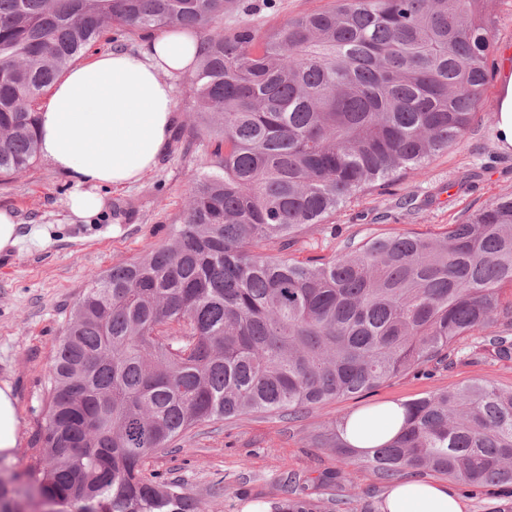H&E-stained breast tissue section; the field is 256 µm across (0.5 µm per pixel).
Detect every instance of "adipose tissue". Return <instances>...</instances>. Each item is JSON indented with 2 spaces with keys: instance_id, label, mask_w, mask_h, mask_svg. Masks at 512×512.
I'll list each match as a JSON object with an SVG mask.
<instances>
[{
  "instance_id": "obj_1",
  "label": "adipose tissue",
  "mask_w": 512,
  "mask_h": 512,
  "mask_svg": "<svg viewBox=\"0 0 512 512\" xmlns=\"http://www.w3.org/2000/svg\"><path fill=\"white\" fill-rule=\"evenodd\" d=\"M202 42L197 31L173 26L138 52L93 56L50 86L39 114L40 154L71 181L73 219L92 223L103 209L99 188L134 185L155 166L174 120L172 79L195 72ZM497 81L492 138L511 155V62ZM383 512H468V505L451 485L406 479L388 489Z\"/></svg>"
}]
</instances>
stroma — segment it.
Instances as JSON below:
<instances>
[{"mask_svg":"<svg viewBox=\"0 0 512 512\" xmlns=\"http://www.w3.org/2000/svg\"><path fill=\"white\" fill-rule=\"evenodd\" d=\"M329 0H239L236 11L218 20L230 30L245 22L269 30L297 15L326 7ZM484 19L494 34L488 56L485 97L495 103V74L512 50V0H484ZM174 137L157 165L127 188H101L103 209L93 223L72 222L71 185L45 159L25 172L0 176V209L13 213L22 232L46 229V242L23 241L0 254V382H9L17 400L20 441L0 453V464L28 481L41 468L40 434L47 420V388L59 339L75 304L93 275L136 259L168 242L182 223L194 177L214 169L215 143L193 133L191 77L173 81ZM495 115L476 112L464 138L434 156L423 171L382 183L340 208L325 223L291 240L288 253L304 261L329 259L373 237L436 233L459 224L502 197H512V156L492 139ZM475 380L512 386V361L455 360L390 380L375 391L337 399L294 419L280 413H252L207 422L192 429L146 462L148 471L177 483L206 512H269L282 495L286 476L299 493L324 499L325 479L344 470L345 506L331 512H379L387 485L362 464L342 466L335 451L314 444L320 432L371 407L410 401Z\"/></svg>","mask_w":512,"mask_h":512,"instance_id":"stroma-1","label":"stroma"}]
</instances>
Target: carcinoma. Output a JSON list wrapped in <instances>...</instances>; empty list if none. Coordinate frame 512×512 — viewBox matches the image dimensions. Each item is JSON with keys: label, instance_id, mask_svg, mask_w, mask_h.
<instances>
[{"label": "carcinoma", "instance_id": "cac0c4a2", "mask_svg": "<svg viewBox=\"0 0 512 512\" xmlns=\"http://www.w3.org/2000/svg\"><path fill=\"white\" fill-rule=\"evenodd\" d=\"M484 0H335L272 31L216 21L236 0H0V173L39 154L35 102L110 26L206 32L193 126L220 172L193 180L168 243L95 276L58 344L45 466L26 496L53 512H204L143 465L175 437L253 412L317 409L431 362L512 359L487 335L512 302V198L434 237H373L326 262L286 247L378 181L467 132L493 38ZM281 245L278 253L269 250ZM398 433L358 457L392 481L434 472L512 488V387L475 382L401 403ZM0 475V512H24ZM287 490L274 512H324Z\"/></svg>", "mask_w": 512, "mask_h": 512}]
</instances>
